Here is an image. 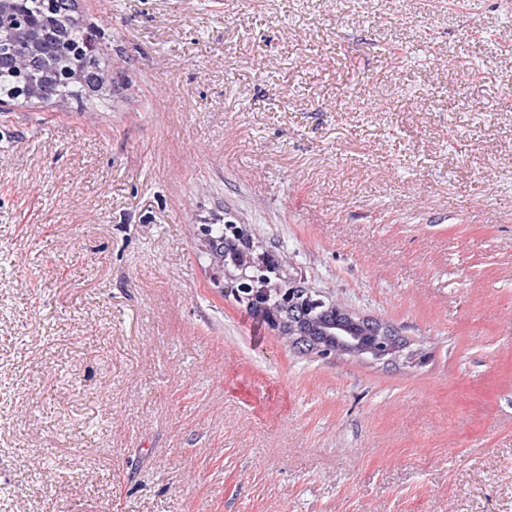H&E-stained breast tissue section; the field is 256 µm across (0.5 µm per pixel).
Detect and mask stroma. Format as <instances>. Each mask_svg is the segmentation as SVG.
Returning a JSON list of instances; mask_svg holds the SVG:
<instances>
[{
    "mask_svg": "<svg viewBox=\"0 0 512 512\" xmlns=\"http://www.w3.org/2000/svg\"><path fill=\"white\" fill-rule=\"evenodd\" d=\"M112 79L0 108V512H512L503 0H77ZM233 221L405 342L292 345ZM235 224H210L206 229V236L209 238L210 254L215 262L224 265H234L235 267H241L242 269H250L252 275L248 277L252 278L257 286L262 287L265 284L271 282L273 278H276L277 270L279 268L278 263L269 259L262 269L251 266L249 253L246 251L235 250L231 248L224 249V240L231 236V229ZM256 274V275H255ZM247 280V277L240 282V284H237L234 288L235 296L237 299H239L241 302L246 301L249 305H253L259 309L268 310V299H269V291L265 288H254L245 281ZM268 316V323L269 326L272 328L279 329L280 322H279V313L278 311H275L273 309H269Z\"/></svg>",
    "mask_w": 512,
    "mask_h": 512,
    "instance_id": "obj_1",
    "label": "stroma"
}]
</instances>
